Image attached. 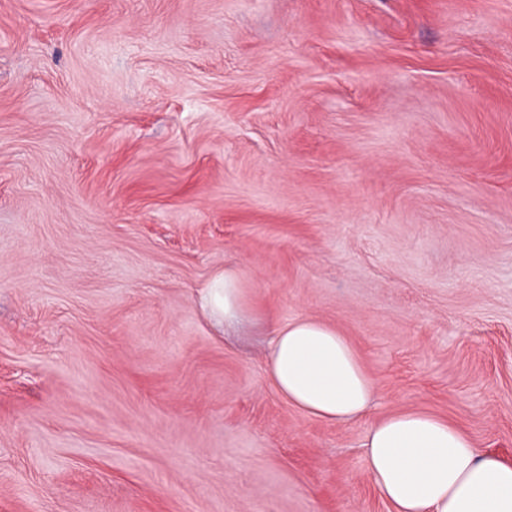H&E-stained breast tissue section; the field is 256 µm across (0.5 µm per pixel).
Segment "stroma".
I'll list each match as a JSON object with an SVG mask.
<instances>
[{"mask_svg":"<svg viewBox=\"0 0 512 512\" xmlns=\"http://www.w3.org/2000/svg\"><path fill=\"white\" fill-rule=\"evenodd\" d=\"M297 317L365 417L272 387ZM399 410L512 463V0H0V512H392ZM245 276L236 268H224L213 275L199 292L198 304L204 315L217 324H231L252 315ZM268 377L290 405L345 424L363 417L377 396L357 353L336 327L302 317L271 328Z\"/></svg>","mask_w":512,"mask_h":512,"instance_id":"35a3bbf8","label":"stroma"}]
</instances>
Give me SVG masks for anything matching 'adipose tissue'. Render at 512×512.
Returning <instances> with one entry per match:
<instances>
[{"instance_id": "obj_1", "label": "adipose tissue", "mask_w": 512, "mask_h": 512, "mask_svg": "<svg viewBox=\"0 0 512 512\" xmlns=\"http://www.w3.org/2000/svg\"><path fill=\"white\" fill-rule=\"evenodd\" d=\"M198 304L218 324L250 317L243 272L213 275ZM267 372L290 405L329 423L363 417L377 396L349 341L315 318L272 326ZM365 448L368 472L393 512H512V464L479 452L464 431L436 414H387L369 427Z\"/></svg>"}]
</instances>
